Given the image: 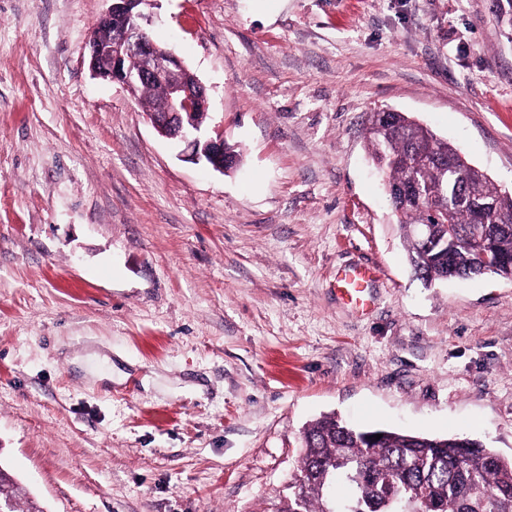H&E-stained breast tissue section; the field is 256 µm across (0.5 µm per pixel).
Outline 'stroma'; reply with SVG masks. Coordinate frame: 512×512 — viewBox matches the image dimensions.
Returning <instances> with one entry per match:
<instances>
[{"mask_svg":"<svg viewBox=\"0 0 512 512\" xmlns=\"http://www.w3.org/2000/svg\"><path fill=\"white\" fill-rule=\"evenodd\" d=\"M107 7L0 0V464L27 498L277 512L330 413L512 457V281L417 278L364 137L408 113L512 193L507 0H154L225 173L91 77ZM374 271L369 267L340 268L337 272L338 290L350 304L364 308L370 302V287Z\"/></svg>","mask_w":512,"mask_h":512,"instance_id":"obj_1","label":"stroma"}]
</instances>
